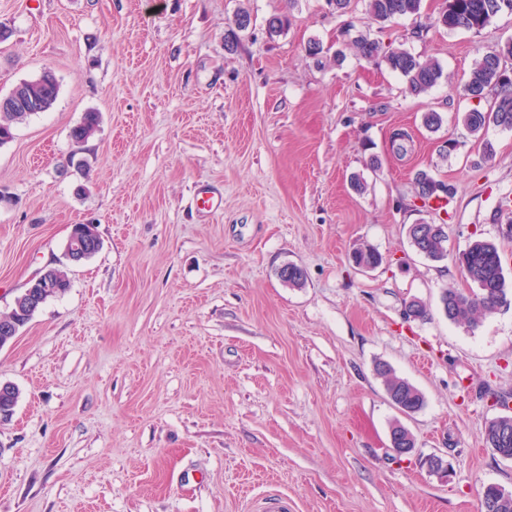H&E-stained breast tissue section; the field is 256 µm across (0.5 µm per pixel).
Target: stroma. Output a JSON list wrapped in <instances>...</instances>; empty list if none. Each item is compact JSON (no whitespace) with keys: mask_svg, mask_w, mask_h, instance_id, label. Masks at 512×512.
Wrapping results in <instances>:
<instances>
[{"mask_svg":"<svg viewBox=\"0 0 512 512\" xmlns=\"http://www.w3.org/2000/svg\"><path fill=\"white\" fill-rule=\"evenodd\" d=\"M444 6L380 25L365 0L341 14L326 0H0V96L47 70L59 84L0 145V315L41 270L70 279L0 347V383L19 391L0 424V512H254L272 494L295 512H479L484 486L512 492V459L484 440L512 414L488 398L512 401V305L474 330L440 306L471 290L459 256L476 239L498 247L512 292V130L480 140L457 120L495 101L464 85L478 52L512 38V13L451 32ZM241 8L252 23L231 49ZM361 34L438 61L445 81L414 96L384 63H332ZM90 110L99 127L74 144ZM422 172L449 185L446 205L417 201ZM204 185L219 209L198 207ZM75 224L102 246L70 267ZM413 224L447 225L445 259L412 249ZM362 245L380 266L352 265ZM289 263L302 287L278 277ZM412 300L427 319L405 318ZM380 363L421 410L391 404ZM396 423L416 440L404 458Z\"/></svg>","mask_w":512,"mask_h":512,"instance_id":"1","label":"stroma"}]
</instances>
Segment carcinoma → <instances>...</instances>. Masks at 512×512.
Masks as SVG:
<instances>
[{"label":"carcinoma","mask_w":512,"mask_h":512,"mask_svg":"<svg viewBox=\"0 0 512 512\" xmlns=\"http://www.w3.org/2000/svg\"><path fill=\"white\" fill-rule=\"evenodd\" d=\"M422 0H367V12L379 24L419 12ZM512 13V0H447L446 9L437 19L438 25L449 31L478 30L486 26L502 11ZM356 52L364 59H380L393 72L405 78L407 89L413 95L426 93L447 77L439 62L422 60L404 48L384 49L382 45L360 35L353 41ZM512 56V39L503 46L477 53L473 61L465 91L467 96L478 98L492 88L501 91L495 106L490 111L472 109L463 113L462 120L469 133L476 138L485 135L490 126L512 129V86L502 79V59ZM18 93L30 103L23 108L0 112V145L13 138L17 124L28 117L48 111L55 103L59 85L55 76L42 75L24 81L17 86ZM100 115L88 111L82 121L70 131L71 139L81 144L97 129ZM411 246L415 251L431 260L440 261L446 256L448 233L435 224H421L408 231ZM460 265L476 290L464 292L455 288L446 289L441 304L450 309L448 321L464 324L474 329L481 320L496 313L508 303L502 261L497 247L484 240H476L462 254ZM392 404L404 412L419 410L424 402L422 393L408 380L396 375L383 363L376 367ZM484 437L490 448L512 456V417H498L486 426ZM496 501L495 512H512V495L503 497L496 486L489 484L482 491L481 500Z\"/></svg>","instance_id":"cac0c4a2"}]
</instances>
